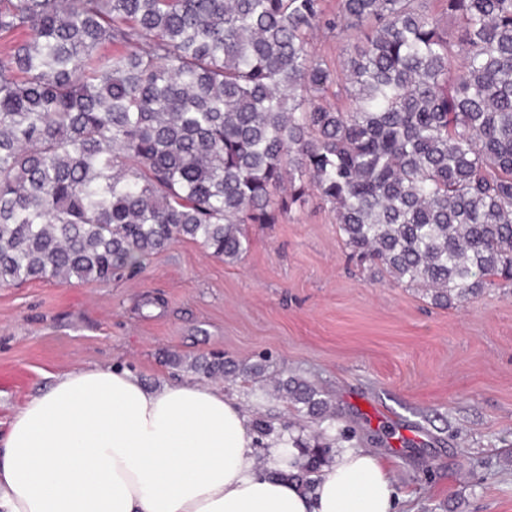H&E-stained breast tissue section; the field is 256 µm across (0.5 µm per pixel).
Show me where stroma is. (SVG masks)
<instances>
[{"mask_svg": "<svg viewBox=\"0 0 512 512\" xmlns=\"http://www.w3.org/2000/svg\"><path fill=\"white\" fill-rule=\"evenodd\" d=\"M243 230L249 248L233 264L178 240L133 276L0 287V433L72 368L111 365L152 387L196 380L195 358L223 355L264 362L224 394L275 429L319 430L269 387L292 376L328 394L336 419L392 426L379 452L397 512H512V294L440 308L371 274L315 195L283 223Z\"/></svg>", "mask_w": 512, "mask_h": 512, "instance_id": "stroma-1", "label": "stroma"}]
</instances>
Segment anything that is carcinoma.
Here are the masks:
<instances>
[{
	"label": "carcinoma",
	"instance_id": "obj_1",
	"mask_svg": "<svg viewBox=\"0 0 512 512\" xmlns=\"http://www.w3.org/2000/svg\"><path fill=\"white\" fill-rule=\"evenodd\" d=\"M439 2L455 40L428 0H0V285L110 281L181 239L238 260L241 225L314 191L351 259L437 306L511 289L512 0ZM320 31L356 37L341 69ZM277 393L334 416L304 380Z\"/></svg>",
	"mask_w": 512,
	"mask_h": 512
}]
</instances>
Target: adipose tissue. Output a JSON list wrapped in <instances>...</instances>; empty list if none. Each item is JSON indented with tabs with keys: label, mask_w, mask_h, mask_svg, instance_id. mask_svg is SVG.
I'll use <instances>...</instances> for the list:
<instances>
[{
	"label": "adipose tissue",
	"mask_w": 512,
	"mask_h": 512,
	"mask_svg": "<svg viewBox=\"0 0 512 512\" xmlns=\"http://www.w3.org/2000/svg\"><path fill=\"white\" fill-rule=\"evenodd\" d=\"M248 413L222 387L150 388L130 371L78 367L12 416L0 439V512H394L391 473L340 448L311 489L289 437L265 464Z\"/></svg>",
	"instance_id": "obj_1"
}]
</instances>
